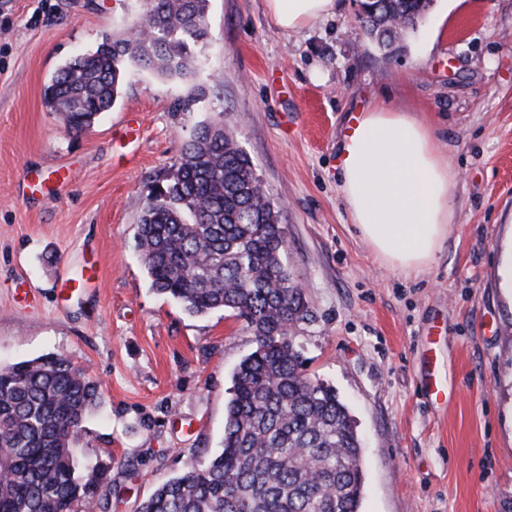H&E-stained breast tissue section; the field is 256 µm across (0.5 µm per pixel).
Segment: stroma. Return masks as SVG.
Here are the masks:
<instances>
[{
  "mask_svg": "<svg viewBox=\"0 0 512 512\" xmlns=\"http://www.w3.org/2000/svg\"><path fill=\"white\" fill-rule=\"evenodd\" d=\"M138 7L0 0V366L61 354L100 383L80 446L109 467L107 512H135L221 448L234 372L256 348L230 312L193 316L155 292L134 247L149 185L219 114L313 306L295 333L304 372L356 422L359 512H512V0H432L389 49L363 36L356 0L288 32L265 0H210L194 111L174 109L184 82L133 67L112 109L70 133L45 86ZM373 104L433 126L459 172L448 235L418 272L374 259L341 194L339 142Z\"/></svg>",
  "mask_w": 512,
  "mask_h": 512,
  "instance_id": "stroma-1",
  "label": "stroma"
}]
</instances>
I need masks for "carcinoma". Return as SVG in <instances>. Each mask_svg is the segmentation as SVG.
I'll return each mask as SVG.
<instances>
[{"label": "carcinoma", "mask_w": 512, "mask_h": 512, "mask_svg": "<svg viewBox=\"0 0 512 512\" xmlns=\"http://www.w3.org/2000/svg\"><path fill=\"white\" fill-rule=\"evenodd\" d=\"M209 0H144L138 21L60 67L44 89L68 130L90 128L120 96L129 61L191 79L211 39ZM431 0H367L365 35L392 47ZM206 96L189 87L178 110ZM136 246L153 290L196 315L245 319L256 349L234 374L222 447L192 457L138 512H358L361 444L336 391L308 377L294 332L312 307L288 272L279 214L254 165L224 126L199 124L149 190ZM99 384L71 359L41 356L0 368V512L105 507L107 466L81 464L82 424Z\"/></svg>", "instance_id": "carcinoma-1"}]
</instances>
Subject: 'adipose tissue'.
<instances>
[{"instance_id":"adipose-tissue-1","label":"adipose tissue","mask_w":512,"mask_h":512,"mask_svg":"<svg viewBox=\"0 0 512 512\" xmlns=\"http://www.w3.org/2000/svg\"><path fill=\"white\" fill-rule=\"evenodd\" d=\"M335 0H266L285 31L328 15ZM340 188L362 237L387 267L418 271L434 256L452 218L456 171L433 129L407 112L376 107L343 136Z\"/></svg>"}]
</instances>
